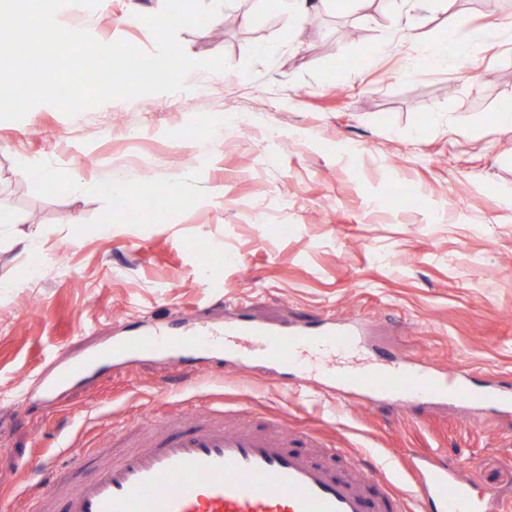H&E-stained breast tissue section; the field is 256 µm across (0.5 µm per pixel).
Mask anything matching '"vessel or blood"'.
Here are the masks:
<instances>
[{
	"label": "vessel or blood",
	"instance_id": "vessel-or-blood-1",
	"mask_svg": "<svg viewBox=\"0 0 512 512\" xmlns=\"http://www.w3.org/2000/svg\"><path fill=\"white\" fill-rule=\"evenodd\" d=\"M215 348L233 361L254 351L267 364L296 371L305 353L319 354L322 373L340 389L382 399L399 411L415 400L467 405L475 398L457 370L438 373L372 357L359 321L266 324L247 317L219 327L121 336L111 347L61 368L47 390L101 363L128 355L188 356ZM482 403L512 412V385L485 393ZM339 448L305 445L275 419L264 427L231 428L190 413L147 414L115 431L109 452L80 448L38 458L45 485L26 494L28 512H489L471 493L461 468L429 455L413 459L409 491L395 492L381 473L344 461ZM93 478H83L84 470Z\"/></svg>",
	"mask_w": 512,
	"mask_h": 512
}]
</instances>
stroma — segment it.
<instances>
[{
    "instance_id": "1",
    "label": "stroma",
    "mask_w": 512,
    "mask_h": 512,
    "mask_svg": "<svg viewBox=\"0 0 512 512\" xmlns=\"http://www.w3.org/2000/svg\"><path fill=\"white\" fill-rule=\"evenodd\" d=\"M131 0L75 16L99 40L155 49L128 22ZM239 0L178 40L192 59L225 56L187 95L114 99L70 117L37 105L0 120V495L25 512L38 456L89 445L147 411L224 409L283 418L394 488L414 453L464 465L474 493L512 504V418L456 404L403 414L362 392L297 385L254 360L201 354L192 389H159L161 358L111 362L51 396L62 364L159 327L359 316L371 345L425 369L460 368L477 392L512 382V0H327L298 28L266 0ZM461 21L467 52L418 65L410 42ZM55 171L46 180L42 165ZM134 186L117 211L113 188ZM422 202L399 200L406 189ZM171 204L155 210L153 190ZM29 237L11 247L12 232ZM26 412H18L19 404Z\"/></svg>"
}]
</instances>
